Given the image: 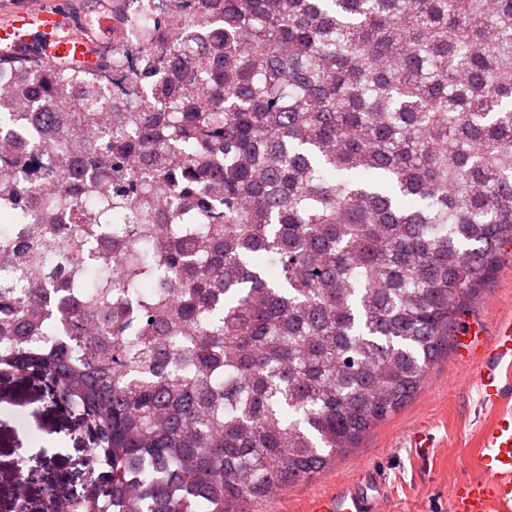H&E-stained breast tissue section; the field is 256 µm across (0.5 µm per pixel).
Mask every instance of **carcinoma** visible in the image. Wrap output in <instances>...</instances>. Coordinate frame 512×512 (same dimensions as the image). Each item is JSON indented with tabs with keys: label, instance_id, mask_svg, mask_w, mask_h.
Listing matches in <instances>:
<instances>
[{
	"label": "carcinoma",
	"instance_id": "1",
	"mask_svg": "<svg viewBox=\"0 0 512 512\" xmlns=\"http://www.w3.org/2000/svg\"><path fill=\"white\" fill-rule=\"evenodd\" d=\"M173 7L141 112L103 64L0 59V375L99 433L72 512H243L322 471L512 241V0ZM45 150L61 178L15 183Z\"/></svg>",
	"mask_w": 512,
	"mask_h": 512
}]
</instances>
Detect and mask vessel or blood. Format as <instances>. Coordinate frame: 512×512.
Instances as JSON below:
<instances>
[{
    "label": "vessel or blood",
    "mask_w": 512,
    "mask_h": 512,
    "mask_svg": "<svg viewBox=\"0 0 512 512\" xmlns=\"http://www.w3.org/2000/svg\"><path fill=\"white\" fill-rule=\"evenodd\" d=\"M71 18L57 8L17 10L0 25V56L21 58L40 52L54 58H72L86 63L94 57L87 43L69 36ZM463 361L476 365V382L485 404L496 412L483 432L475 458L478 479L455 486L449 497L450 512H512V319L503 320L496 335L474 329L458 345ZM381 478L365 471L358 482L342 486L336 495L315 500L311 512H381L377 490Z\"/></svg>",
    "instance_id": "obj_1"
}]
</instances>
